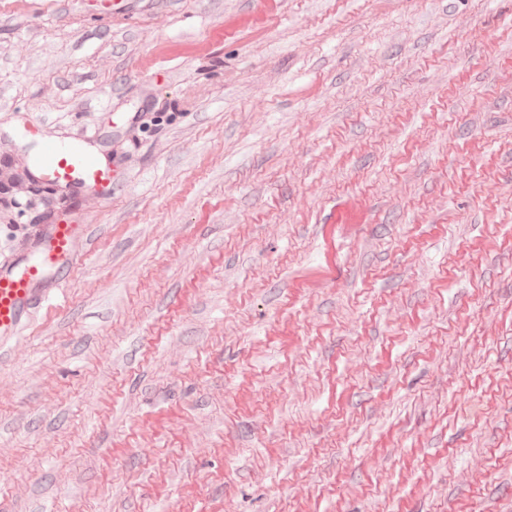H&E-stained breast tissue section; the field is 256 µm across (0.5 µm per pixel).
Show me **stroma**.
<instances>
[{"instance_id":"obj_1","label":"stroma","mask_w":512,"mask_h":512,"mask_svg":"<svg viewBox=\"0 0 512 512\" xmlns=\"http://www.w3.org/2000/svg\"><path fill=\"white\" fill-rule=\"evenodd\" d=\"M41 127L28 137L24 123ZM0 512H512V0H0ZM35 166L45 178L65 188H106L112 182L110 169L85 142L44 141ZM84 234L83 224H46L35 248V259L11 267H0V345L15 337L31 310L58 298L41 288L45 274H67L78 262L77 241Z\"/></svg>"}]
</instances>
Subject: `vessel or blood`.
<instances>
[{
  "label": "vessel or blood",
  "mask_w": 512,
  "mask_h": 512,
  "mask_svg": "<svg viewBox=\"0 0 512 512\" xmlns=\"http://www.w3.org/2000/svg\"><path fill=\"white\" fill-rule=\"evenodd\" d=\"M35 166L45 178L65 188H106L112 182L109 168L82 142L45 141ZM83 234L80 224L46 225L32 259L0 267V345L19 333L32 309L53 301V294L42 286L44 277L49 272L66 274L77 263L75 247Z\"/></svg>",
  "instance_id": "1"
}]
</instances>
